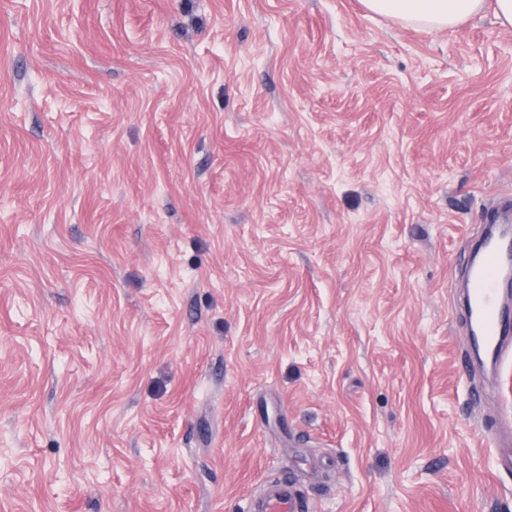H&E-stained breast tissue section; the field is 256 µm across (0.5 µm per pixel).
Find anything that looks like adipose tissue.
Masks as SVG:
<instances>
[{
	"label": "adipose tissue",
	"instance_id": "obj_1",
	"mask_svg": "<svg viewBox=\"0 0 512 512\" xmlns=\"http://www.w3.org/2000/svg\"><path fill=\"white\" fill-rule=\"evenodd\" d=\"M365 8L427 29H452L492 9L500 25L512 26V0H362Z\"/></svg>",
	"mask_w": 512,
	"mask_h": 512
}]
</instances>
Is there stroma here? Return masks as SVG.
<instances>
[{
    "label": "stroma",
    "mask_w": 512,
    "mask_h": 512,
    "mask_svg": "<svg viewBox=\"0 0 512 512\" xmlns=\"http://www.w3.org/2000/svg\"><path fill=\"white\" fill-rule=\"evenodd\" d=\"M512 27L362 0H0V512H512L458 258ZM365 8L406 24L452 29L481 15L486 0H362ZM309 508L295 481L279 477L267 481L253 494L251 512H308Z\"/></svg>",
    "instance_id": "35a3bbf8"
}]
</instances>
